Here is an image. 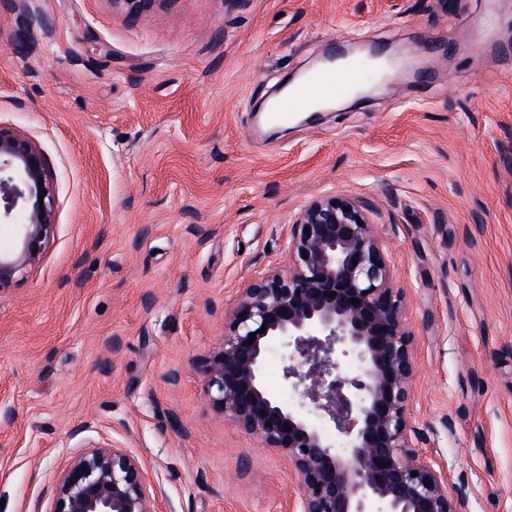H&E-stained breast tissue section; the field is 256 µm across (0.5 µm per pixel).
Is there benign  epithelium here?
<instances>
[{
	"label": "benign epithelium",
	"instance_id": "7a95c632",
	"mask_svg": "<svg viewBox=\"0 0 512 512\" xmlns=\"http://www.w3.org/2000/svg\"><path fill=\"white\" fill-rule=\"evenodd\" d=\"M162 3L112 0L128 18ZM54 205L41 152L0 129V217H23L21 252L0 257V292L39 262L53 232ZM276 340L288 347L283 378L314 420L265 386L264 362ZM414 355L413 333L364 204L323 195L309 200L291 227L288 270L238 289L224 339L200 369L214 410L291 464L298 512H464L443 468L412 449L419 437L408 421ZM346 357L359 363L353 377L336 373ZM334 436L344 447L331 446ZM53 512L157 510L140 461L97 445L63 472Z\"/></svg>",
	"mask_w": 512,
	"mask_h": 512
}]
</instances>
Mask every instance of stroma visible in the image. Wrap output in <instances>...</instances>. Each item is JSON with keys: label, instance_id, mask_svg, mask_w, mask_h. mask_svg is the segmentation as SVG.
I'll use <instances>...</instances> for the list:
<instances>
[{"label": "stroma", "instance_id": "1", "mask_svg": "<svg viewBox=\"0 0 512 512\" xmlns=\"http://www.w3.org/2000/svg\"><path fill=\"white\" fill-rule=\"evenodd\" d=\"M512 0H0V128L51 173L54 230L0 292V512H51L88 447L142 462L160 512H293L288 461L195 364L245 282L288 267L323 194L363 201L415 339L413 446L467 512H512ZM432 74L272 134L257 109L324 56Z\"/></svg>", "mask_w": 512, "mask_h": 512}]
</instances>
